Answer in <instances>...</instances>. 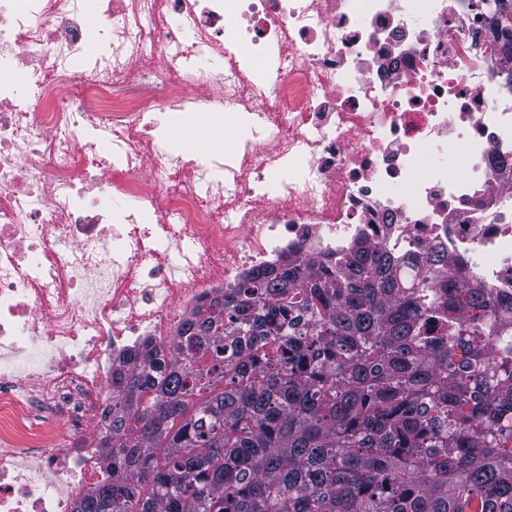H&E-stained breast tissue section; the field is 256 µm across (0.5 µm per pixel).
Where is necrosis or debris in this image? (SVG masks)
Wrapping results in <instances>:
<instances>
[{"label":"necrosis or debris","mask_w":512,"mask_h":512,"mask_svg":"<svg viewBox=\"0 0 512 512\" xmlns=\"http://www.w3.org/2000/svg\"><path fill=\"white\" fill-rule=\"evenodd\" d=\"M493 0H0V512L107 476L112 383L253 271L356 243L512 297ZM266 58L252 73L237 52ZM235 117L199 163L156 113Z\"/></svg>","instance_id":"obj_1"}]
</instances>
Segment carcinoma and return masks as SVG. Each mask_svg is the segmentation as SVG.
Segmentation results:
<instances>
[{"label":"carcinoma","mask_w":512,"mask_h":512,"mask_svg":"<svg viewBox=\"0 0 512 512\" xmlns=\"http://www.w3.org/2000/svg\"><path fill=\"white\" fill-rule=\"evenodd\" d=\"M493 26L512 62V0ZM433 253L296 260L198 307L121 379L112 476L77 512H512V308Z\"/></svg>","instance_id":"obj_1"}]
</instances>
